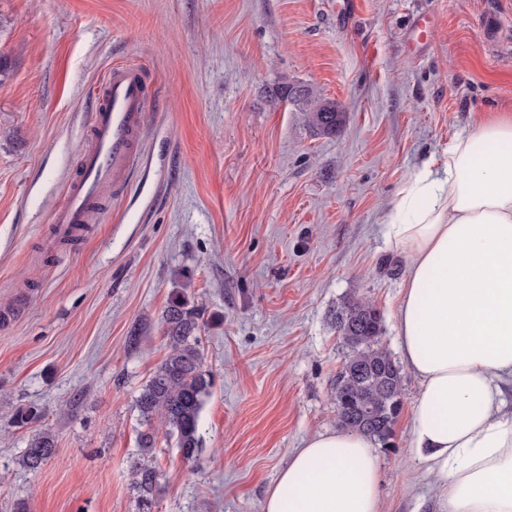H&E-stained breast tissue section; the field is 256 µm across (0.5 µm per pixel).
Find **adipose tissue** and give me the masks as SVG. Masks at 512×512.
I'll return each mask as SVG.
<instances>
[{
  "label": "adipose tissue",
  "instance_id": "obj_1",
  "mask_svg": "<svg viewBox=\"0 0 512 512\" xmlns=\"http://www.w3.org/2000/svg\"><path fill=\"white\" fill-rule=\"evenodd\" d=\"M410 219L384 234L407 260L395 321L420 384L408 446L438 512H512V113L475 122L418 169ZM378 457L349 429L311 437L262 512H381Z\"/></svg>",
  "mask_w": 512,
  "mask_h": 512
}]
</instances>
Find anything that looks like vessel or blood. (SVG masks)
Listing matches in <instances>:
<instances>
[{
	"label": "vessel or blood",
	"instance_id": "vessel-or-blood-1",
	"mask_svg": "<svg viewBox=\"0 0 512 512\" xmlns=\"http://www.w3.org/2000/svg\"><path fill=\"white\" fill-rule=\"evenodd\" d=\"M150 96L144 74L130 66L113 67L101 85L79 175L52 217L58 238H72L93 222L105 185L118 188L129 180Z\"/></svg>",
	"mask_w": 512,
	"mask_h": 512
}]
</instances>
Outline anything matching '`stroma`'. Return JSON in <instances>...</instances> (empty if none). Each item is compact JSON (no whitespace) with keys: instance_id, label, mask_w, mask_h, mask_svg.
Listing matches in <instances>:
<instances>
[{"instance_id":"1","label":"stroma","mask_w":512,"mask_h":512,"mask_svg":"<svg viewBox=\"0 0 512 512\" xmlns=\"http://www.w3.org/2000/svg\"><path fill=\"white\" fill-rule=\"evenodd\" d=\"M343 2L0 0V312L15 314L0 326V512H137L136 398L178 294L202 311L212 386L195 460L158 439L154 512H262L292 453L338 428L345 299L375 303L400 359L406 263L381 220L423 159L475 118L512 113V0ZM116 64L154 91L141 158L60 245L51 218ZM288 83L336 103V134L275 100ZM401 376L393 434L374 444L382 512H435L407 448L420 385ZM29 406L41 419L17 426ZM44 429L57 453L26 471ZM58 441L50 431H39L32 435L24 448L19 464L24 469L36 472L57 453Z\"/></svg>"}]
</instances>
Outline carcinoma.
Returning <instances> with one entry per match:
<instances>
[{"label": "carcinoma", "mask_w": 512, "mask_h": 512, "mask_svg": "<svg viewBox=\"0 0 512 512\" xmlns=\"http://www.w3.org/2000/svg\"><path fill=\"white\" fill-rule=\"evenodd\" d=\"M294 84L275 91V98L288 101L306 112L308 125L324 135H333L343 114L336 104L305 96H291ZM201 311L188 300L171 301L161 315L166 355L136 399L142 430L137 448L129 457L131 484L136 491L137 512H154L158 473L154 465L158 427L175 441L186 460L194 459L201 448L198 432L204 398L211 386L203 370L198 345ZM336 331L351 348L352 355L334 381L336 416L340 424L379 441H387L402 407V377L390 352L381 341V318L369 300L347 301L336 310ZM370 396L378 403V413L369 421L353 412L359 400ZM58 441L50 431H40L29 439L19 464L36 472L57 454Z\"/></svg>", "instance_id": "carcinoma-1"}]
</instances>
